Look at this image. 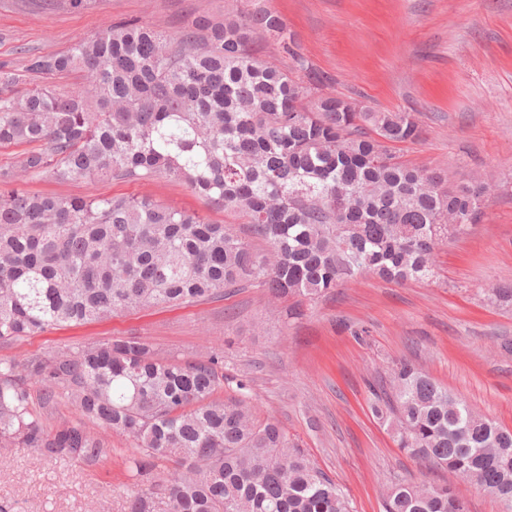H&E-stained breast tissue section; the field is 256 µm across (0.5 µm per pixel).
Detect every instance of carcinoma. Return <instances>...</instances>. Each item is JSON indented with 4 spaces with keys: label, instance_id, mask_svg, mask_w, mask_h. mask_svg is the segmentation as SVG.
Here are the masks:
<instances>
[{
    "label": "carcinoma",
    "instance_id": "obj_1",
    "mask_svg": "<svg viewBox=\"0 0 512 512\" xmlns=\"http://www.w3.org/2000/svg\"><path fill=\"white\" fill-rule=\"evenodd\" d=\"M239 2L175 37L117 22L65 51L29 54L20 70L0 63V147L32 146L0 167V342L245 285L312 302L361 274L422 281L448 226L463 234L476 222L486 180L453 186L406 164L388 144L421 136L413 113L358 109L320 92L315 73L303 80L262 60L257 32L297 57L288 25ZM77 70L90 83L70 96L46 85L11 93L23 72ZM23 175L181 181L241 213L268 250L147 196L32 194L16 188ZM29 379L43 408L64 398L79 420L36 415ZM223 386L217 354L162 356L137 338L0 361V447L94 464L112 449L90 425L127 436V512H353L278 421L256 417L246 384L220 399ZM372 395L408 457L512 499V467L497 463L512 430L406 360ZM459 497L412 479L381 495L383 512H461Z\"/></svg>",
    "mask_w": 512,
    "mask_h": 512
}]
</instances>
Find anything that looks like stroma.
Here are the masks:
<instances>
[{
    "label": "stroma",
    "mask_w": 512,
    "mask_h": 512,
    "mask_svg": "<svg viewBox=\"0 0 512 512\" xmlns=\"http://www.w3.org/2000/svg\"><path fill=\"white\" fill-rule=\"evenodd\" d=\"M280 13L297 58L325 88L378 112L414 113L423 136L396 143L407 163L440 169L450 184L491 175L494 189L467 234L441 246L434 277L402 284L358 276L296 314L275 310L264 289L208 301L133 310L0 343L23 360L91 342L137 337L162 355L214 352L224 395L246 381L258 418H274L349 498L354 512H383L382 490L410 477L460 485L470 512H504L493 494L455 473L426 471L400 451L370 410L371 386L398 360L414 362L473 408L512 429V306L489 288L512 284V0H256ZM224 0H0V61L21 51L60 52L120 21L175 33ZM30 193L63 197L147 195L213 224L250 228L182 182L153 177H38ZM111 457L89 465L30 448H0V512H126L130 441L106 433Z\"/></svg>",
    "instance_id": "stroma-1"
}]
</instances>
